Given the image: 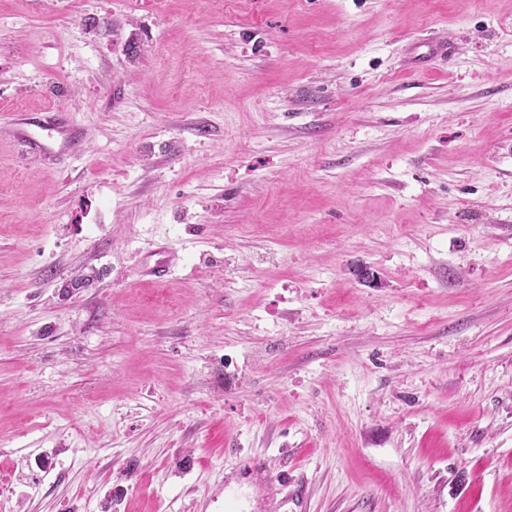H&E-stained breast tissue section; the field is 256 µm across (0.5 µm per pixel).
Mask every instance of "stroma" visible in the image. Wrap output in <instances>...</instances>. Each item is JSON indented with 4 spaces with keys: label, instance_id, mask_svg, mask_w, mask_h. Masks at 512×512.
I'll return each instance as SVG.
<instances>
[{
    "label": "stroma",
    "instance_id": "stroma-1",
    "mask_svg": "<svg viewBox=\"0 0 512 512\" xmlns=\"http://www.w3.org/2000/svg\"><path fill=\"white\" fill-rule=\"evenodd\" d=\"M230 501L512 512V0H0V512ZM24 121L15 129L14 140L25 155L42 159L60 150L77 151L80 139L69 117L48 121L42 113L31 112Z\"/></svg>",
    "mask_w": 512,
    "mask_h": 512
}]
</instances>
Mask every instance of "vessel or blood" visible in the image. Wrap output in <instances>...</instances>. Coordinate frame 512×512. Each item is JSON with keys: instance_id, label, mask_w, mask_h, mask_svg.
<instances>
[{"instance_id": "b4317fda", "label": "vessel or blood", "mask_w": 512, "mask_h": 512, "mask_svg": "<svg viewBox=\"0 0 512 512\" xmlns=\"http://www.w3.org/2000/svg\"><path fill=\"white\" fill-rule=\"evenodd\" d=\"M14 140L25 155L42 159L60 150L77 151L80 139L73 120L63 116L49 121L41 113L27 115L14 131Z\"/></svg>"}]
</instances>
